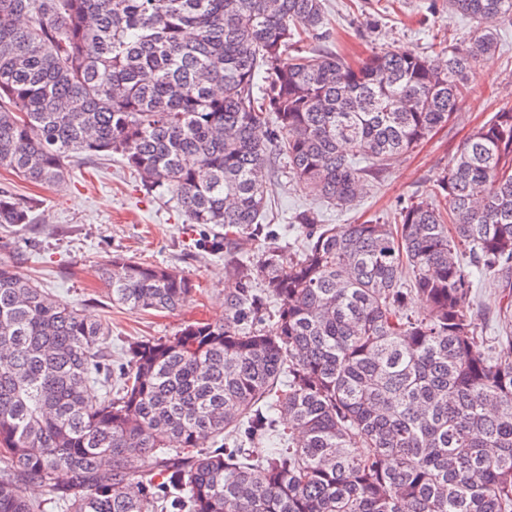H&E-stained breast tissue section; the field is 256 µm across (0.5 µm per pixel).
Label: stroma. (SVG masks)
Returning a JSON list of instances; mask_svg holds the SVG:
<instances>
[{
  "label": "stroma",
  "mask_w": 512,
  "mask_h": 512,
  "mask_svg": "<svg viewBox=\"0 0 512 512\" xmlns=\"http://www.w3.org/2000/svg\"><path fill=\"white\" fill-rule=\"evenodd\" d=\"M329 49L355 60L374 51L412 50L439 61V50L469 37L474 25L449 9L448 0H324ZM498 46L470 74V90L452 122L435 130L412 153L382 171L372 190L341 212L313 199L288 177L274 156L273 193L267 221L278 244L294 241L288 225L313 210L325 224L390 220L400 205L432 196L438 175L456 148L503 105L512 106V20L496 24ZM35 202V220L24 228L0 226V258L12 247L25 251L21 273L53 298L107 321L113 367L126 360L129 343L166 338L185 323L224 318V289L230 286L228 249H216L223 228L191 223L171 194L141 184L120 156L78 158L65 181L36 186L0 168V188ZM122 255L182 272L195 285L192 297L172 312H132L114 305L100 279L104 259Z\"/></svg>",
  "instance_id": "35a3bbf8"
}]
</instances>
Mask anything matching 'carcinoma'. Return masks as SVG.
Here are the masks:
<instances>
[{
  "instance_id": "obj_1",
  "label": "carcinoma",
  "mask_w": 512,
  "mask_h": 512,
  "mask_svg": "<svg viewBox=\"0 0 512 512\" xmlns=\"http://www.w3.org/2000/svg\"><path fill=\"white\" fill-rule=\"evenodd\" d=\"M448 5L476 26L438 68L412 51L282 61L327 33L323 0H0V168L52 185L78 155L118 154L229 244L263 231L274 147L346 209L457 115L512 20V0ZM437 196L391 224L298 214V246L231 266L224 320L129 344L115 386L108 323L0 259V512H45L31 483L59 512H512V300L483 335L468 270L512 288L511 107L458 147ZM31 211L0 189V224ZM101 275L134 312L193 290L121 255ZM281 424L303 440L267 447ZM207 435L218 447L198 448Z\"/></svg>"
}]
</instances>
